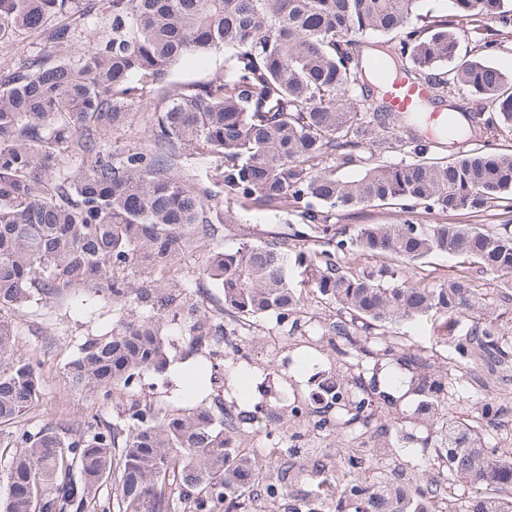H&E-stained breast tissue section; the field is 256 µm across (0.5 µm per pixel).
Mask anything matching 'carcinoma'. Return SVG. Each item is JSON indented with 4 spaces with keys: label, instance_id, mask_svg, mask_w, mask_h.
Instances as JSON below:
<instances>
[{
    "label": "carcinoma",
    "instance_id": "1",
    "mask_svg": "<svg viewBox=\"0 0 512 512\" xmlns=\"http://www.w3.org/2000/svg\"><path fill=\"white\" fill-rule=\"evenodd\" d=\"M0 0V43L24 47L0 66V312L86 288L127 310L110 336L85 340L70 369V385L108 398L130 393L168 361L164 336L179 323L185 355L224 359L230 337L273 316L293 333L302 326L304 295L334 303L336 320L320 321L321 336L360 367L393 356L399 372L380 379L329 372L305 407L253 414L220 404L180 413L153 400L118 405L109 422L98 415L60 419L35 433L11 436L19 451L8 471L5 512H89L99 491L115 484L118 512H251L249 488L273 466L241 447L259 427L293 432L301 420L323 430L355 427L371 448L348 449L349 469L331 473L323 456L287 448L270 500L307 485L292 512H318L323 483L335 489L336 512H442L444 485L473 492L459 510L512 512V449L489 448L483 421L502 408L486 401L475 415L451 414L463 380L432 368L417 350L398 348L386 328L398 321L445 316L460 321L487 310L460 274L428 288L406 268L358 270L362 255L415 265L435 253L466 258L512 276V155L487 151L452 160L430 156L421 139L404 134L429 115L398 111L386 99L398 73L444 93L463 89L477 111L448 114L439 134L453 141L467 127L512 126V92L496 67L458 56L466 31L446 15L421 12V0ZM506 0H453L459 17L500 24L480 48L512 33ZM394 43L383 70L368 78L366 37ZM224 52V74L198 85L168 87L184 59ZM158 89L153 148L116 145L110 136L130 125L147 92ZM364 92L359 103L348 94ZM492 112L487 113L485 109ZM202 144L216 158L211 179L187 168L185 149ZM390 149L408 154L381 160ZM329 160L321 169L316 164ZM358 167L357 177L343 168ZM271 206L298 228L228 251L222 244L224 200ZM397 209V224H362L352 235L333 222L353 207ZM502 208L489 230L434 222L464 208ZM299 238L324 249L299 255L301 287L293 286L288 255ZM208 248L195 272L186 260ZM206 279L224 306L213 311L192 291ZM16 330L0 318V424H14L39 401L41 362L15 351ZM462 362L489 368L512 361V332L477 320L448 341ZM407 380L418 397L414 423L435 426L438 470L389 476L386 457L414 441L399 418L372 424L374 406L396 404L392 386ZM376 470L374 480L366 467Z\"/></svg>",
    "mask_w": 512,
    "mask_h": 512
}]
</instances>
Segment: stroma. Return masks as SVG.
<instances>
[{"instance_id": "35a3bbf8", "label": "stroma", "mask_w": 512, "mask_h": 512, "mask_svg": "<svg viewBox=\"0 0 512 512\" xmlns=\"http://www.w3.org/2000/svg\"><path fill=\"white\" fill-rule=\"evenodd\" d=\"M227 210L237 221L225 225V248L237 247L244 238L260 240L272 232L287 231L293 218L270 207H241L230 202ZM472 283L484 294L493 320L512 329V288L500 285L497 275L472 273ZM17 328L15 348L18 354L40 359L42 392L38 403L28 411L21 425L35 432L60 418H84L99 415L113 419L117 408L111 401L74 392L68 382L67 369L78 356L80 345L88 338L110 333L124 318L122 310L101 300L85 289H74L51 301H32L19 310L0 314ZM438 329L426 319L404 320L393 324L389 334L404 347L421 350L440 370L456 375L467 374L463 365L449 361L448 347L436 339ZM167 342L169 363L161 373L146 374L135 395L150 398L169 408L188 407V398L196 393L189 376L197 360L184 355V338L176 327H169ZM243 357L226 361V369L235 370L238 386L206 390L200 395L205 402L220 398L225 406L239 411L282 406L293 403L307 388L315 368L338 367L343 359L314 333L288 335L274 319H257L249 336L240 341ZM485 400L500 404L504 417L491 429L488 439L499 448L512 447V368L487 373L478 385H467L465 398L453 408L455 416L470 417L475 403Z\"/></svg>"}]
</instances>
